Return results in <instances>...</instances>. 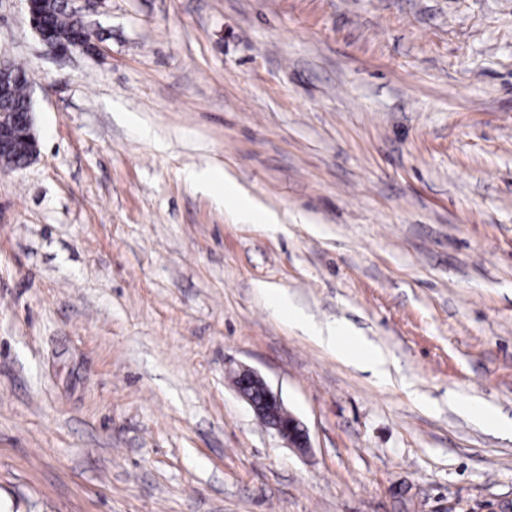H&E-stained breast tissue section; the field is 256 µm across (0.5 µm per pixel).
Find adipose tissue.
<instances>
[{
	"label": "adipose tissue",
	"instance_id": "1",
	"mask_svg": "<svg viewBox=\"0 0 512 512\" xmlns=\"http://www.w3.org/2000/svg\"><path fill=\"white\" fill-rule=\"evenodd\" d=\"M274 303L278 312L285 314L291 324L301 327L313 341L334 350L338 358L348 364L368 368L378 377H385L384 355L370 347L348 326L341 323L325 326L312 323L300 311L288 305L281 296L275 297Z\"/></svg>",
	"mask_w": 512,
	"mask_h": 512
}]
</instances>
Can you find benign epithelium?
Segmentation results:
<instances>
[{"instance_id":"7a95c632","label":"benign epithelium","mask_w":512,"mask_h":512,"mask_svg":"<svg viewBox=\"0 0 512 512\" xmlns=\"http://www.w3.org/2000/svg\"><path fill=\"white\" fill-rule=\"evenodd\" d=\"M70 11L81 16L94 14L106 0H67ZM39 0H25L30 26L37 38L53 52L66 56L74 52L88 55L99 53V39L89 28L84 27L68 41L57 39L40 20ZM27 148L25 163H30L38 154V139L34 131L32 108L25 112L0 113V151ZM233 380L239 396L245 400L254 413L288 444L290 448L306 451L310 447L309 435L299 419L288 411L278 394L254 370L240 367L234 372Z\"/></svg>"}]
</instances>
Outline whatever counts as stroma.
I'll return each mask as SVG.
<instances>
[{
	"label": "stroma",
	"mask_w": 512,
	"mask_h": 512,
	"mask_svg": "<svg viewBox=\"0 0 512 512\" xmlns=\"http://www.w3.org/2000/svg\"><path fill=\"white\" fill-rule=\"evenodd\" d=\"M88 21L100 54L58 56L0 0L39 142L0 166V512H512V433L456 405L512 422V0H108ZM224 183L277 224L242 223ZM274 303L278 312L288 318V322L301 327L313 341L334 350L338 358L348 364L368 368L379 378L385 377V356L370 347L362 336L356 335L348 326L341 323L325 326L312 323L300 311L288 305L282 296H275ZM233 380L239 396L254 413L288 444V448L306 451L310 447L309 435L299 419L288 411L281 398L254 370L240 366ZM461 409L464 414L471 419L483 424L489 428H496L499 422L494 412L485 408L480 402L476 400H468L461 404Z\"/></svg>",
	"instance_id": "35a3bbf8"
}]
</instances>
